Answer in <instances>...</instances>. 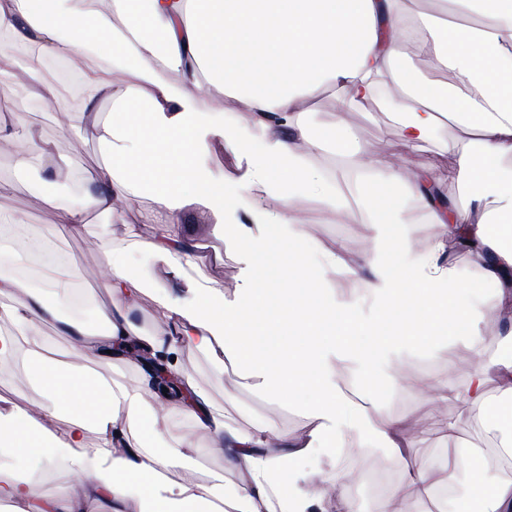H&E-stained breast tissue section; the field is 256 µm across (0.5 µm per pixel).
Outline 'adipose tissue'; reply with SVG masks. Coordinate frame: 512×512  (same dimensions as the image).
I'll use <instances>...</instances> for the list:
<instances>
[{
	"label": "adipose tissue",
	"instance_id": "obj_1",
	"mask_svg": "<svg viewBox=\"0 0 512 512\" xmlns=\"http://www.w3.org/2000/svg\"><path fill=\"white\" fill-rule=\"evenodd\" d=\"M0 0V50L20 49L40 97L65 116L70 129L94 140L103 164L86 172L87 194L77 202L60 199L57 223L38 228L34 245L43 249L42 266L57 267V240L81 231L88 212L122 221L139 197L154 205L142 213L147 224H162L154 241L129 238L106 245L103 279L112 305L100 309L95 324L65 318L58 296L70 281L47 279L34 287L17 269L29 263L22 249L12 269H0V320L13 326L0 335V360L16 353L17 337L28 350L21 371L45 397L39 411L18 407L0 411V447L15 455L33 454L24 476L0 465V500L29 512H318L328 486L344 471L313 480L302 460L345 442V430L360 427L385 448L388 464L408 475L406 491L423 504L438 500L453 483L441 466L404 455L398 421L380 422L346 403L338 392L342 372L356 375L365 390L383 388V372L400 351L447 342H464L480 361L500 371L502 388L490 397L480 371L468 377L465 411L477 427L493 422L510 431L493 454L466 449L474 473L471 493L458 512H512V336L488 348L478 329L479 313L452 302L465 288L447 260L448 237L462 235L468 265L497 290L495 309L512 322V0H445L439 13L406 22L405 0ZM406 24L425 50L433 71L452 70L459 87L445 88L423 77L403 58L389 32ZM60 57L78 68L87 83L82 106L68 89L43 79L46 60ZM127 76L121 94L112 92V72ZM383 84L397 86L395 118L402 140L412 147L430 138L441 121L460 131L445 143L453 159L452 177L469 193L465 205L434 207L430 217L444 229L427 260L409 267L400 259L414 248L401 234L386 246H372L364 263L372 278L370 316L336 303L325 288L329 278L351 268L333 250L318 263L297 256L307 235L303 225L281 212L288 235L278 243L281 267L264 283L238 289L233 299L198 275L195 250L180 234L184 207L192 201L223 209L220 178L206 166L213 139L224 140L246 157V182L287 190L288 200L319 194L333 210L343 195L313 152L333 148L354 161L346 128L315 133L305 119L309 100L329 90L358 105ZM244 101L252 125L266 136L261 152L227 131L224 115L210 107L216 96ZM111 97L112 109L99 117L93 107ZM384 174L358 173L361 185L391 186L408 197L425 199L437 178L407 177L380 159ZM148 251L182 282L179 290L155 287L133 264L135 250ZM157 291L166 325L148 332L130 313L135 293ZM54 322L75 339L68 359L45 353L41 325ZM139 341L152 355L175 356L193 348L213 358L216 372L234 361L266 400L292 403L305 397L312 423L291 435L261 424L243 432L211 409L205 394L161 396L140 360L129 386L106 375L123 362L118 349ZM91 358L90 372L79 367ZM185 414L212 436L211 448L240 471L242 481L226 490L224 479L176 482L172 473L195 469V441L183 435L162 439L159 410ZM64 418L62 427L45 426L42 415ZM99 438L87 442L88 432ZM79 473L77 483L53 495L38 492L37 476L58 458Z\"/></svg>",
	"mask_w": 512,
	"mask_h": 512
}]
</instances>
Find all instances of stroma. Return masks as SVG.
<instances>
[{
	"label": "stroma",
	"mask_w": 512,
	"mask_h": 512,
	"mask_svg": "<svg viewBox=\"0 0 512 512\" xmlns=\"http://www.w3.org/2000/svg\"><path fill=\"white\" fill-rule=\"evenodd\" d=\"M0 69L9 73L7 82L0 84V124L12 126V115L24 113L29 129L37 131L46 142L65 139V152L70 165H62L57 159L44 160L31 167L17 165L9 155H0V212L13 216L18 222L28 225H46L57 221V211L51 203V187L55 181L67 179L80 181L84 171L101 165L104 155L93 140L71 133L63 134L51 108L41 103L37 90L28 77L20 59L11 54L0 55ZM312 110L306 119L312 129L328 128L340 122L354 136V146L360 153H384L397 160L403 172L420 175L426 172L438 174L439 190L448 199L464 202L455 182L449 179L451 158L443 150L444 142L456 139L458 130L449 124L434 129L430 138L412 148L403 147L401 132L392 117L393 107L377 99L346 108L331 92L314 97ZM207 164L214 174L223 180L224 208L215 210L202 203L189 204L184 212L181 231L196 248L201 273L211 286L233 297L237 288L245 286L248 278L261 276L270 269L267 259L253 253H245L237 238L226 229L227 224L246 222L254 213L277 214L284 203L278 190L265 185H245L242 177L245 164L224 142L215 140L210 145ZM391 223L382 231L385 237L405 233L413 237L416 247L404 256V265H411L427 255L425 245L440 234L439 225L429 223L424 202L404 196L397 189H388ZM152 202L143 197L136 201L124 221L101 226L96 213H88L86 227L80 233L68 237L63 243L70 256L67 268L87 299L79 311H72L67 297H60L59 304L64 316H76L92 321L98 307L109 305L110 298L101 277L105 253L98 237L121 242L129 234H138L144 241L158 239L165 232L164 225L144 224L139 219L141 211L150 208ZM295 217L305 224L310 238L300 245V251L308 262H316L320 249L336 250L351 267H360L368 241L370 225L367 218L356 207H348L336 214L325 211L320 200L304 197ZM455 264L464 280L471 286L462 293L465 301L477 303L483 311V330L489 344L502 340L512 323L500 319L491 311L494 291L483 284L463 259ZM180 362L192 374L195 385L210 400L215 411L224 413L243 430L264 423L292 434L303 433L310 424L300 403L282 405L263 399L253 391L235 368H227L224 374H216L210 358L200 352L183 350ZM20 359L0 363V409L9 410L18 404L36 409L43 402L38 387L27 381L18 371ZM477 360L469 349L457 341H449L447 347L432 349L421 347L404 355L401 361L392 363L388 369L391 376L386 388L374 398L364 400L363 405L372 418L397 420L404 426V437L411 446L412 454L424 461L454 458L456 442L490 446L495 442L492 433L477 430L463 409L459 394L469 372ZM452 373L454 390L449 391L447 402L433 404V384L439 383L443 373ZM166 427L171 434H190L204 450L196 478H206L218 473L224 477L225 487H234L240 474L225 463L223 456L210 451V438L199 431L192 420L181 415L167 418ZM456 429V442H449V429Z\"/></svg>",
	"instance_id": "1"
}]
</instances>
